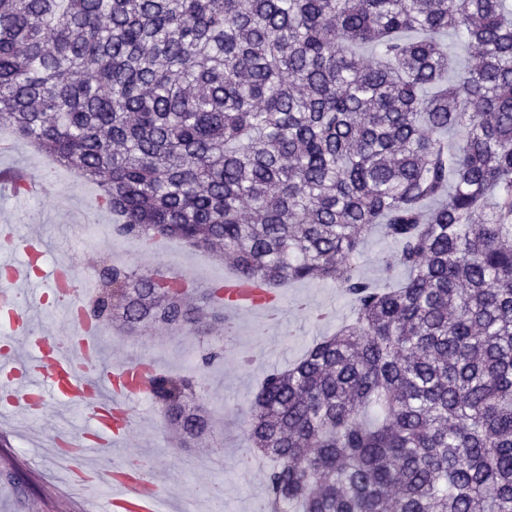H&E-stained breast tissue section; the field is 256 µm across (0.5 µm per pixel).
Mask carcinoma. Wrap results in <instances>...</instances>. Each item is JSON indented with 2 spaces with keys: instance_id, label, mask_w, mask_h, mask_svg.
<instances>
[{
  "instance_id": "obj_1",
  "label": "carcinoma",
  "mask_w": 512,
  "mask_h": 512,
  "mask_svg": "<svg viewBox=\"0 0 512 512\" xmlns=\"http://www.w3.org/2000/svg\"><path fill=\"white\" fill-rule=\"evenodd\" d=\"M449 32L477 53L447 85ZM2 125L97 182L116 235L349 299L247 409L270 512H512L509 0H0ZM374 227L392 288L358 270ZM96 278L87 313L132 336L224 322L222 286ZM146 374L203 439L196 374Z\"/></svg>"
}]
</instances>
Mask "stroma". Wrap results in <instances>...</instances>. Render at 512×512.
<instances>
[{"mask_svg":"<svg viewBox=\"0 0 512 512\" xmlns=\"http://www.w3.org/2000/svg\"><path fill=\"white\" fill-rule=\"evenodd\" d=\"M0 140L11 143V160L24 163L32 174L46 182L48 196L23 200L0 197V221L17 227L18 237L38 232L46 245L41 267L51 271L58 263H69L77 277L87 269H98L109 255V240L82 242L83 225H112L111 212L97 205L99 190L96 184L78 178L61 165H47L42 155L24 140L16 138L9 129L0 130ZM125 265L142 273L156 270L170 276L184 277L206 285L233 275L229 260H220L196 251L177 240H157L154 247L145 249L138 242L126 241L119 255ZM361 275L372 284L382 287L400 277L395 265V247L381 232H373L363 243L357 260ZM288 299L309 297L320 304H330L331 317L321 325L308 322L297 313H289L286 334L272 335L252 317L243 318L234 339H225L221 328L203 335L171 333L164 340L150 335H126L119 323L104 322V351L110 362L124 361L149 347L158 369L183 371L181 355L191 351L192 371L198 376L206 403L217 413L211 435L204 441L174 446L164 425L163 412L151 397L135 399L134 406L141 420L130 436V445L147 457L158 470L176 476V489L184 496L193 495L202 484L218 483L223 487L224 512H247L251 497L263 488V471H256L251 484H238L234 467L245 446L243 414L265 375L284 368L301 357L313 342L332 334L349 316L350 302L329 282H297L284 289ZM237 350L259 352L257 364L248 370L236 369L233 353ZM216 353L211 365L201 358ZM6 447L0 456L15 459L22 472L23 485L0 478V512H94L101 507L104 488L92 487L78 499H71L64 487L34 457L25 431L6 436Z\"/></svg>","mask_w":512,"mask_h":512,"instance_id":"obj_1","label":"stroma"}]
</instances>
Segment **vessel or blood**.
<instances>
[{"instance_id":"b4317fda","label":"vessel or blood","mask_w":512,"mask_h":512,"mask_svg":"<svg viewBox=\"0 0 512 512\" xmlns=\"http://www.w3.org/2000/svg\"><path fill=\"white\" fill-rule=\"evenodd\" d=\"M23 178L30 196L43 193V183L21 166L0 169V193L11 192L15 178ZM29 261L41 256L36 241L21 242L14 227L0 225V320L10 334L0 340V410L24 419H38L49 407L61 412H86L84 426H64L48 440L55 463L66 464L81 486L107 490L103 512H190L189 499L172 498L155 470L132 473L106 464L101 448L122 446L134 423L131 399L144 391L138 360L131 359L108 373L96 371L101 359L100 324L67 318L59 332L50 334L40 326L34 310L46 298H71L81 309L77 288H60L57 273L32 278L15 262L17 251ZM270 301L253 283L232 288L224 303V316L245 315L267 321Z\"/></svg>"}]
</instances>
